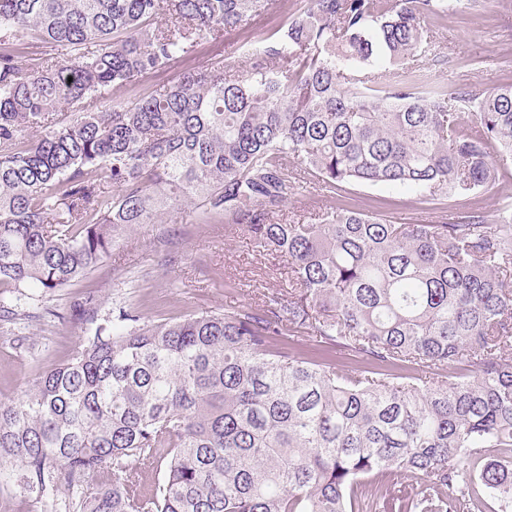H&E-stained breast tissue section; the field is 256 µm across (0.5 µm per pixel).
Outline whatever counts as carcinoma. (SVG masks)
I'll return each mask as SVG.
<instances>
[{"label": "carcinoma", "mask_w": 512, "mask_h": 512, "mask_svg": "<svg viewBox=\"0 0 512 512\" xmlns=\"http://www.w3.org/2000/svg\"><path fill=\"white\" fill-rule=\"evenodd\" d=\"M458 2L307 0L244 76L219 61L68 117L277 0H0V287L69 288L185 199L288 261L261 315L99 322L87 292L77 350L0 401V476L63 489L73 512H476L483 491L512 506V204L494 224L274 220L309 184L496 187L512 79L473 93L412 76L434 53L424 19ZM483 448L499 459L477 467Z\"/></svg>", "instance_id": "cac0c4a2"}]
</instances>
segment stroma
<instances>
[{
    "mask_svg": "<svg viewBox=\"0 0 512 512\" xmlns=\"http://www.w3.org/2000/svg\"><path fill=\"white\" fill-rule=\"evenodd\" d=\"M280 5L279 12L227 31L223 43L201 41L193 56L128 82L116 90V98L128 103L145 98L180 73L214 64L227 53L247 57L286 17L297 15L302 2L281 0ZM426 26L432 41L448 45L446 57L427 64L429 82L481 90L512 78V0H463L444 23L430 20ZM499 205L493 190L431 199L406 186L347 184L334 194L295 196L280 217L286 223L313 224L323 212L351 206L394 224L426 215L452 222L473 211L494 218ZM286 277L284 258L254 251L240 227L202 221L189 201H181L167 209L160 223L142 225L123 238L101 267L65 291L33 301L0 288V299H9L19 314L14 322L0 323V400L20 398L40 373L69 359L84 336L71 310L86 290L99 295V319L125 306L157 320L205 310L259 312L284 287ZM0 512H65V506L60 500L35 501L11 480L0 484Z\"/></svg>",
    "mask_w": 512,
    "mask_h": 512,
    "instance_id": "stroma-1",
    "label": "stroma"
}]
</instances>
